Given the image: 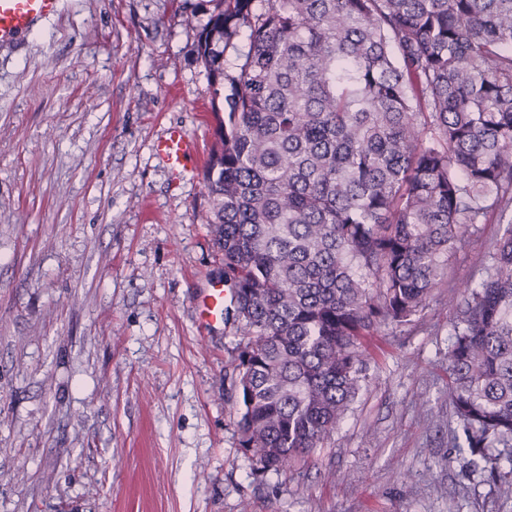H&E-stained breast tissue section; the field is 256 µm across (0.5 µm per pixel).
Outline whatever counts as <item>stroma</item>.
<instances>
[{
	"label": "stroma",
	"instance_id": "stroma-1",
	"mask_svg": "<svg viewBox=\"0 0 512 512\" xmlns=\"http://www.w3.org/2000/svg\"><path fill=\"white\" fill-rule=\"evenodd\" d=\"M212 0H64L0 48V512H512L454 447L448 298L493 265L476 224L413 321L363 340L369 377L292 472L238 447L231 329L196 299L224 273L203 176L152 151L214 143L197 50ZM152 147L171 173L180 178L191 177L203 160L198 138L182 126H170Z\"/></svg>",
	"mask_w": 512,
	"mask_h": 512
}]
</instances>
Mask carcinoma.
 <instances>
[{
    "label": "carcinoma",
    "mask_w": 512,
    "mask_h": 512,
    "mask_svg": "<svg viewBox=\"0 0 512 512\" xmlns=\"http://www.w3.org/2000/svg\"><path fill=\"white\" fill-rule=\"evenodd\" d=\"M197 54L224 99L204 170L232 289L238 447L277 475L340 427L360 339L411 321L473 224L494 272L450 302L467 449L512 447V0H216ZM246 37L235 60L226 53Z\"/></svg>",
    "instance_id": "1"
}]
</instances>
